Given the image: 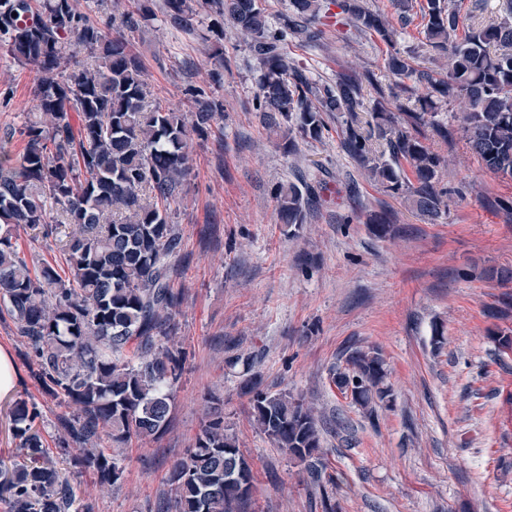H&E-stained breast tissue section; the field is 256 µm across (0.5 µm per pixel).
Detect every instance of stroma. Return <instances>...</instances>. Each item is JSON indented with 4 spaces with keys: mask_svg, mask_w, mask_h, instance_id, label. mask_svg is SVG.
<instances>
[{
    "mask_svg": "<svg viewBox=\"0 0 512 512\" xmlns=\"http://www.w3.org/2000/svg\"><path fill=\"white\" fill-rule=\"evenodd\" d=\"M153 21L129 38L141 56L149 101L193 117V90L220 103L203 135L193 136L189 173L170 220L179 235L172 283L182 293L175 318L186 361L165 433L125 452L123 479L99 484L72 473L77 495L94 512H158L169 501L173 463L192 447L206 401L224 410L256 478L252 512H322L303 464L290 459L251 421L244 384L315 403L325 423L322 451L336 479L337 512H512V350L492 336L512 335V282L488 279L512 269V180L482 167L461 134L425 144L445 157L440 179L448 212L438 223L371 183L340 148L341 119L328 136L299 141L285 154L252 102L257 63L232 30L214 56L206 25L170 24L164 0H147ZM387 45L354 27L326 28L324 44L289 42L294 63L317 81L351 68L371 75L365 108L396 97L385 68ZM39 74L0 48V134L34 110ZM323 177L318 205L299 230L279 224L275 189L295 173ZM388 209L394 237L375 236L372 214ZM14 241L29 265L62 257L58 237L18 229ZM442 332L443 344L432 342ZM378 347L393 401L367 415L330 380L348 344ZM0 346L19 370L0 398V456L15 444L5 410L37 402L52 456L66 407L42 395L11 321H0Z\"/></svg>",
    "mask_w": 512,
    "mask_h": 512,
    "instance_id": "obj_1",
    "label": "stroma"
}]
</instances>
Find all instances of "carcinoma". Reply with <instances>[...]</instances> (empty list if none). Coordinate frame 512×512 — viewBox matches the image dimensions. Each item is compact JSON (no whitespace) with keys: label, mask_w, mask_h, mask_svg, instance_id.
<instances>
[{"label":"carcinoma","mask_w":512,"mask_h":512,"mask_svg":"<svg viewBox=\"0 0 512 512\" xmlns=\"http://www.w3.org/2000/svg\"><path fill=\"white\" fill-rule=\"evenodd\" d=\"M193 2L165 0L170 22L193 26ZM202 2L223 18L209 25L215 40L230 25L256 60L253 111L283 151H295L299 138L321 140L324 114L341 115L343 150L369 179L434 222L448 211L450 190L440 181L447 160L422 142L420 129L448 139L438 112L444 103L458 108L457 130L485 169L512 179V0H503L499 19L461 35L459 5L389 0L403 24L420 13L424 41L403 49L389 17L364 0H288L278 27L262 0ZM151 17L144 4L94 21L74 0H0V47L39 72L38 117L0 141V320L10 319L23 338L42 394L69 408L58 418V439L71 466L109 485L123 478L127 445L155 439L168 423L183 362L174 323L182 296L172 288L170 264L179 236L169 211L182 192L190 129H202L216 108L198 101L191 127L182 113L147 103L144 67L125 32ZM326 18L350 22L390 47L385 67L413 107L393 112L379 101L367 119L361 90L372 81L369 73L344 70L336 82L320 84L294 65L287 38L321 45ZM421 47L429 60L422 68L414 64ZM71 49L86 53V62L71 65ZM16 134L26 141L20 155L8 149ZM375 141L387 150L376 153ZM318 188L306 180L278 186L279 222L304 223ZM63 224L71 228L62 248L68 276L48 261L31 270L13 230L40 227L47 238ZM371 230L391 236V212L374 216ZM345 363L332 369L331 382L353 403L370 413L391 396L378 350L350 346ZM246 388L256 427L304 464L323 512H336L315 408L286 391L264 392L252 380ZM205 414L194 447L170 471L176 512H248L252 468L224 431L222 412L207 407ZM39 416L35 402L10 409L19 455L0 458V505L4 512H93L49 457ZM106 438L115 444L110 454Z\"/></svg>","instance_id":"carcinoma-1"}]
</instances>
